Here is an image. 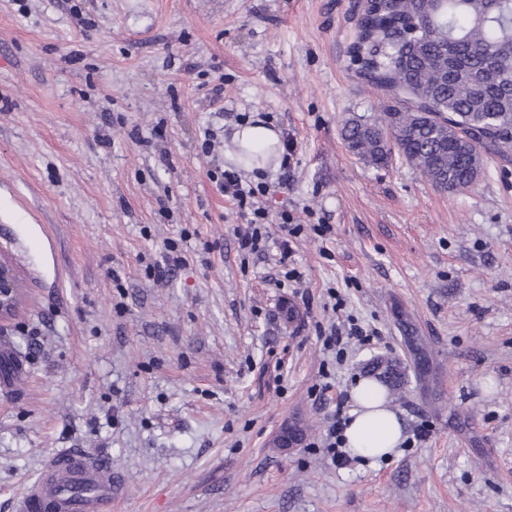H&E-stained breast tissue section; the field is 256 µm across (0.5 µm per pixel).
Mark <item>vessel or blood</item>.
<instances>
[{
    "label": "vessel or blood",
    "instance_id": "vessel-or-blood-1",
    "mask_svg": "<svg viewBox=\"0 0 512 512\" xmlns=\"http://www.w3.org/2000/svg\"><path fill=\"white\" fill-rule=\"evenodd\" d=\"M27 371L6 340H0V389L13 392ZM116 486L112 462L80 448L54 454L17 499V512H112Z\"/></svg>",
    "mask_w": 512,
    "mask_h": 512
}]
</instances>
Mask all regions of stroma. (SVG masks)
I'll list each match as a JSON object with an SVG mask.
<instances>
[{"label": "stroma", "instance_id": "obj_1", "mask_svg": "<svg viewBox=\"0 0 512 512\" xmlns=\"http://www.w3.org/2000/svg\"><path fill=\"white\" fill-rule=\"evenodd\" d=\"M355 2L0 0V253L27 282L0 325L27 367L0 394V512L62 448L112 458V512H512V162L449 193L348 150L343 122L380 112ZM254 118L287 165L228 160ZM226 170L260 189L264 250L240 253ZM400 312L432 376L371 465L331 449L334 399L410 362ZM343 322L378 338L325 349ZM287 423L310 432L286 451ZM236 141L241 144L259 142L265 145H276L277 157H279L282 151L279 131L273 126L263 123L261 119H256L251 124L239 126L233 135V142Z\"/></svg>", "mask_w": 512, "mask_h": 512}]
</instances>
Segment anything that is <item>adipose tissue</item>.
<instances>
[{"label":"adipose tissue","mask_w":512,"mask_h":512,"mask_svg":"<svg viewBox=\"0 0 512 512\" xmlns=\"http://www.w3.org/2000/svg\"><path fill=\"white\" fill-rule=\"evenodd\" d=\"M350 397L353 406L343 430L344 448L369 463L389 458L405 436L397 412L388 403L385 387L364 377L352 387Z\"/></svg>","instance_id":"ef3b65f1"}]
</instances>
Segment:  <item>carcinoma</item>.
<instances>
[{
	"mask_svg": "<svg viewBox=\"0 0 512 512\" xmlns=\"http://www.w3.org/2000/svg\"><path fill=\"white\" fill-rule=\"evenodd\" d=\"M356 26L350 65L382 98L377 118L342 124L359 160L398 157L446 192L471 188L487 156L512 161V0H366Z\"/></svg>",
	"mask_w": 512,
	"mask_h": 512,
	"instance_id": "1",
	"label": "carcinoma"
}]
</instances>
